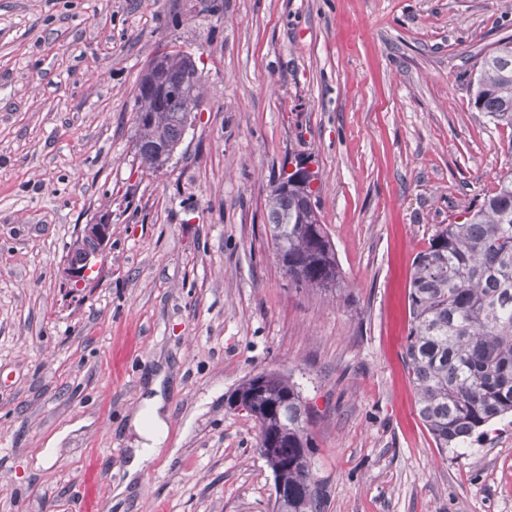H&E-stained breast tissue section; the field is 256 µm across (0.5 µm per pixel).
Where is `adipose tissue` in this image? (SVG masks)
<instances>
[{
  "label": "adipose tissue",
  "instance_id": "adipose-tissue-1",
  "mask_svg": "<svg viewBox=\"0 0 512 512\" xmlns=\"http://www.w3.org/2000/svg\"><path fill=\"white\" fill-rule=\"evenodd\" d=\"M167 417L164 401L158 395L146 399L143 407L131 417L129 424L141 437L142 442L139 448L135 449L127 466L128 475L124 484L118 489L119 494L131 493L143 460L158 455L162 451L167 435Z\"/></svg>",
  "mask_w": 512,
  "mask_h": 512
}]
</instances>
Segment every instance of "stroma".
<instances>
[{
  "mask_svg": "<svg viewBox=\"0 0 512 512\" xmlns=\"http://www.w3.org/2000/svg\"><path fill=\"white\" fill-rule=\"evenodd\" d=\"M510 35L512 0H0V512H272L259 426L226 403L270 370L310 407L327 512H512V417L437 448L402 357L415 255L512 165L473 106ZM165 49L203 101L151 172L134 100ZM297 154L334 295L289 286L270 240ZM106 213L73 288L67 247ZM157 377L165 448L120 498ZM76 236L81 242H85L82 252V244L75 238L68 247V255L76 260L66 258V273L70 282L82 287L88 281V272L101 264L106 248L112 239V224L109 215H102L94 222L77 226Z\"/></svg>",
  "mask_w": 512,
  "mask_h": 512,
  "instance_id": "35a3bbf8",
  "label": "stroma"
}]
</instances>
